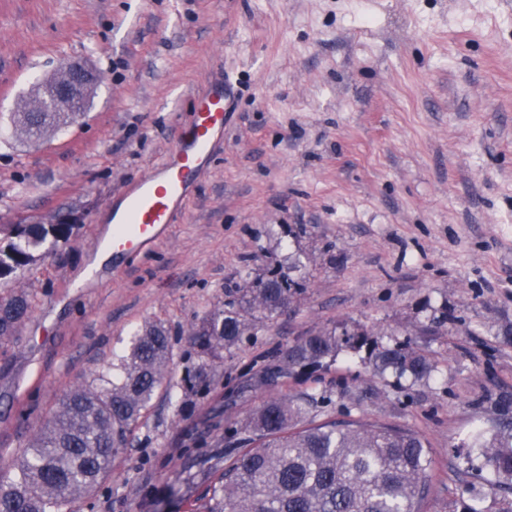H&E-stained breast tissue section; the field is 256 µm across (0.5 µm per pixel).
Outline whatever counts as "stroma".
<instances>
[{"instance_id": "stroma-1", "label": "stroma", "mask_w": 512, "mask_h": 512, "mask_svg": "<svg viewBox=\"0 0 512 512\" xmlns=\"http://www.w3.org/2000/svg\"><path fill=\"white\" fill-rule=\"evenodd\" d=\"M99 71L83 116L37 141L15 113L66 59ZM239 94L175 224L145 255L86 271L122 191L173 147L195 97ZM82 214L74 236L0 280L29 318L0 340V466L144 324L167 379L93 500L71 512H191L209 459L273 396L325 395L319 418L407 426L429 442L420 512H500L455 448L512 396V0H0V224ZM300 255L304 292L225 352L206 392L182 379L192 327L247 274ZM436 317L435 335L421 328ZM339 321L435 363L425 384L365 353L250 390L307 332Z\"/></svg>"}]
</instances>
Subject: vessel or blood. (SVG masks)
I'll return each mask as SVG.
<instances>
[{
	"label": "vessel or blood",
	"instance_id": "obj_1",
	"mask_svg": "<svg viewBox=\"0 0 512 512\" xmlns=\"http://www.w3.org/2000/svg\"><path fill=\"white\" fill-rule=\"evenodd\" d=\"M232 91L227 79L199 95L187 126L159 166L123 191L108 241L114 260L145 253L183 212L192 184L215 150V135L228 122Z\"/></svg>",
	"mask_w": 512,
	"mask_h": 512
}]
</instances>
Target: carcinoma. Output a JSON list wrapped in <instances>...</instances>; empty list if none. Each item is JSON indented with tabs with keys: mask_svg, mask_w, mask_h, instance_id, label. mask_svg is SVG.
Returning <instances> with one entry per match:
<instances>
[{
	"mask_svg": "<svg viewBox=\"0 0 512 512\" xmlns=\"http://www.w3.org/2000/svg\"><path fill=\"white\" fill-rule=\"evenodd\" d=\"M42 103L45 112L16 113V130L29 140L42 139L76 116L50 112L51 102ZM75 228L55 217L1 224L0 279L68 242ZM303 267L300 257H289L288 270L255 276L248 287L227 294L224 308L193 326L197 363L184 379L186 388L207 390L222 353L288 308L303 291L296 276ZM30 309L26 292L0 294L1 340L14 335ZM363 349L379 376L390 371L411 386L427 382L435 369L409 342L383 345L343 321L289 344L277 373L286 378L298 368L328 367L341 352ZM171 351L168 330L148 325L92 384L69 391L23 453L0 470V512H64L71 500L94 494L163 386ZM318 404L314 395L263 402L240 429L242 437L224 448V465L211 467L198 512H418L433 464L426 438L379 420L303 422L306 406ZM495 415V425L477 433L466 448L492 467L498 486L512 491V399L501 398Z\"/></svg>",
	"mask_w": 512,
	"mask_h": 512,
	"instance_id": "1",
	"label": "carcinoma"
}]
</instances>
